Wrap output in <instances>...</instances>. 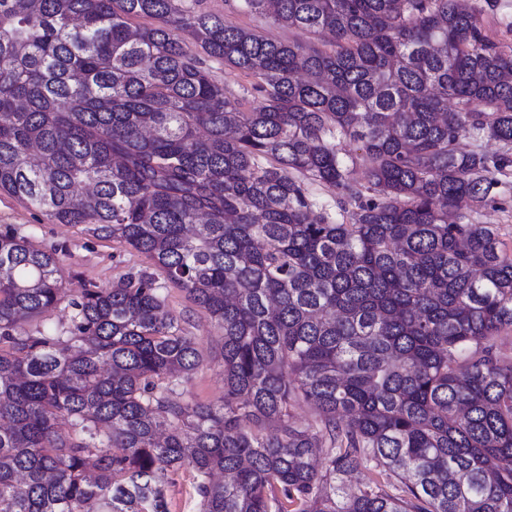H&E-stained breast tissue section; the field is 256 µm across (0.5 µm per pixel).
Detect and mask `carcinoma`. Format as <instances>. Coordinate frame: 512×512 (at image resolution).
Instances as JSON below:
<instances>
[{"mask_svg":"<svg viewBox=\"0 0 512 512\" xmlns=\"http://www.w3.org/2000/svg\"><path fill=\"white\" fill-rule=\"evenodd\" d=\"M237 2L335 41L201 0H0V192L145 254L224 336L220 402L177 399L200 352L154 278L68 299L0 231V512H169L184 467L202 512H512V254L470 222L512 173V51L462 0ZM363 465L385 481L346 492ZM202 6L212 13L223 17L224 20L233 25L255 29L270 39L283 40L289 37L303 43L332 41V37L326 35L313 36L298 30L288 32L286 29L273 25L268 19L259 18L243 11L238 12L235 9V2H231V0L230 2L226 0H203ZM206 66L218 83L223 84L224 88L233 92L242 99L245 111H251L258 108L263 103L261 94L254 88L255 78L237 69L225 66L224 64L212 61L206 58ZM66 302H63L56 308L40 314L38 317L30 321L27 328H55L67 326L70 323V308L65 307Z\"/></svg>","mask_w":512,"mask_h":512,"instance_id":"1","label":"carcinoma"}]
</instances>
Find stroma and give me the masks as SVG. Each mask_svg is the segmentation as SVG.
Instances as JSON below:
<instances>
[{
  "label": "stroma",
  "instance_id": "obj_1",
  "mask_svg": "<svg viewBox=\"0 0 512 512\" xmlns=\"http://www.w3.org/2000/svg\"><path fill=\"white\" fill-rule=\"evenodd\" d=\"M481 8L484 34L503 49H512V0H477ZM203 6L233 25L256 30L264 36L283 40L292 38L312 42V35L288 31L269 20L236 10L231 0H203ZM210 73L225 89L238 95L244 110L250 111L263 103L255 89L252 75L224 64L208 61ZM474 223L496 229L505 250L512 254V177L502 179L491 201L472 215ZM12 230L33 247L55 254L68 281L70 296L80 295L82 289H108L120 277L146 272L152 274L167 297L171 313L184 320L190 335L196 336L203 361L187 389L196 400L218 401L224 394L221 367L222 332L186 297L173 287L165 273L146 255L112 240L89 232L85 225L57 224L25 201L0 192V230Z\"/></svg>",
  "mask_w": 512,
  "mask_h": 512
}]
</instances>
